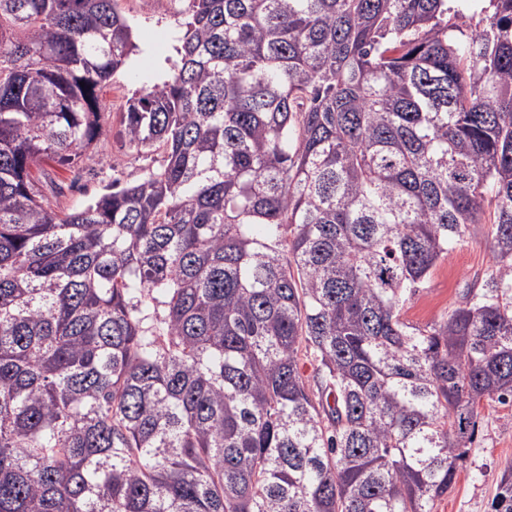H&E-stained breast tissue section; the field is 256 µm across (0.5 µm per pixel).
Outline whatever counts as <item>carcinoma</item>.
<instances>
[{"mask_svg": "<svg viewBox=\"0 0 512 512\" xmlns=\"http://www.w3.org/2000/svg\"><path fill=\"white\" fill-rule=\"evenodd\" d=\"M185 2L123 112L160 165L55 210L32 171L92 159L133 29L0 0V512H433L512 404V0L468 34L448 0ZM485 222L491 273L405 322Z\"/></svg>", "mask_w": 512, "mask_h": 512, "instance_id": "1", "label": "carcinoma"}]
</instances>
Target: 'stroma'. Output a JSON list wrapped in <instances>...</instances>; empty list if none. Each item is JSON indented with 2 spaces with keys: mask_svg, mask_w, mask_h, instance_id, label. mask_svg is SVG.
<instances>
[{
  "mask_svg": "<svg viewBox=\"0 0 512 512\" xmlns=\"http://www.w3.org/2000/svg\"><path fill=\"white\" fill-rule=\"evenodd\" d=\"M120 7L133 27L139 50L103 90L112 112L103 123L93 160L78 176L69 170H54L62 193L41 186L50 205L81 208L112 180H137L161 161L158 154L129 146L123 133L122 112L127 97L170 76L177 58L175 47L182 17L175 0H120ZM491 267V227L471 225L463 240L437 265L424 288L407 302L403 319L416 326L431 323L456 305L465 283L485 277ZM481 414L477 438L459 465L456 484L448 496L436 501L434 512H491L500 477L512 467V408L488 406Z\"/></svg>",
  "mask_w": 512,
  "mask_h": 512,
  "instance_id": "1",
  "label": "stroma"
}]
</instances>
